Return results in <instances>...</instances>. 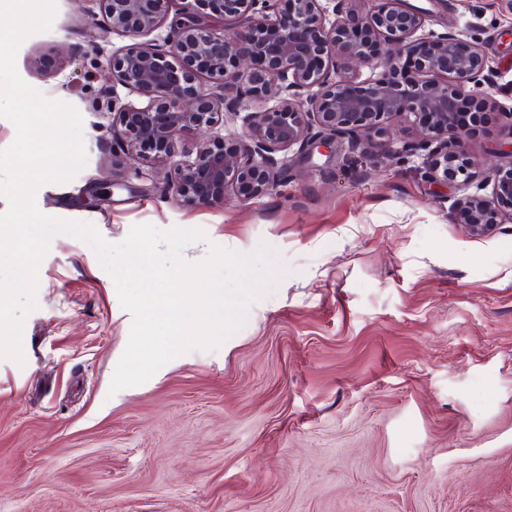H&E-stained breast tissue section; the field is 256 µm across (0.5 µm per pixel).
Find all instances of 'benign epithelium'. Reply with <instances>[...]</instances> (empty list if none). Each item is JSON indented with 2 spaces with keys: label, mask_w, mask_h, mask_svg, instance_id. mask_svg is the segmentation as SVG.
<instances>
[{
  "label": "benign epithelium",
  "mask_w": 512,
  "mask_h": 512,
  "mask_svg": "<svg viewBox=\"0 0 512 512\" xmlns=\"http://www.w3.org/2000/svg\"><path fill=\"white\" fill-rule=\"evenodd\" d=\"M108 30L135 43L106 56L112 84L146 97L106 106L130 165L168 167L165 189L201 205L271 192L285 166L276 154L333 148L363 152L393 116L413 118L405 153L424 156L434 184L475 176L470 143L492 98L485 50L453 33L423 34L408 0H99ZM166 35H155L164 26ZM371 74L359 78L358 68ZM242 116L233 140L212 134ZM206 137L188 147L185 135ZM488 175L491 199L456 201L448 214L482 237L512 223V154ZM183 159L174 160L177 155Z\"/></svg>",
  "instance_id": "1"
}]
</instances>
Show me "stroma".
Listing matches in <instances>:
<instances>
[{
  "mask_svg": "<svg viewBox=\"0 0 512 512\" xmlns=\"http://www.w3.org/2000/svg\"><path fill=\"white\" fill-rule=\"evenodd\" d=\"M425 31L481 43L502 87L473 137L464 191L424 178L393 140L350 155L280 153L270 194L205 206L131 169L99 111L110 84L97 0H57L20 76L83 119L86 168L36 195L45 215L109 242L136 224L200 227L289 269L218 350L193 351L110 394L131 315L92 249L55 238L25 320L24 364L0 360V512H512V223L483 238L451 223L461 193L512 141V0H409ZM39 59L29 70L28 55Z\"/></svg>",
  "mask_w": 512,
  "mask_h": 512,
  "instance_id": "stroma-1",
  "label": "stroma"
}]
</instances>
